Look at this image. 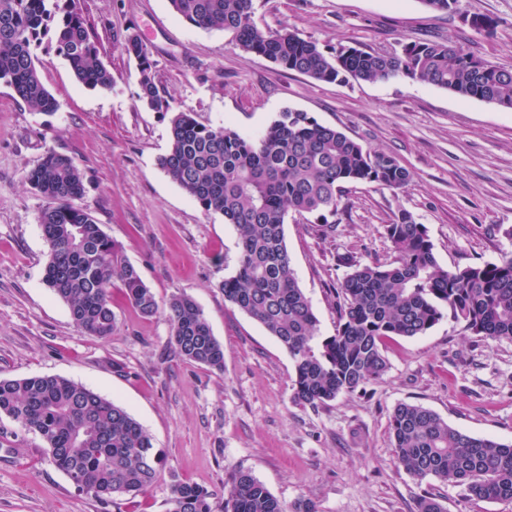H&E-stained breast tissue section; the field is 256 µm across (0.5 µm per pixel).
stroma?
Wrapping results in <instances>:
<instances>
[{"mask_svg": "<svg viewBox=\"0 0 512 512\" xmlns=\"http://www.w3.org/2000/svg\"><path fill=\"white\" fill-rule=\"evenodd\" d=\"M76 6L112 73L111 89L80 83L48 44L36 66L56 112L34 111L0 81V379L62 376L120 403L164 464L148 492L107 507L55 467L39 435L1 415L0 512H168L171 484L220 495L240 470L283 503L305 498L319 512H415L426 491L446 512H512V502L469 500L436 480L418 484L398 467L388 438L389 415L406 402L469 435L512 442V341L473 335L445 317L425 335L387 339V372L364 392L318 407L296 404L287 350L224 299L220 284L239 262L234 226L205 213L158 165L175 110L245 137L297 110L393 154L411 174L404 188L351 182L336 214L286 220L298 283L320 335L330 336L344 275L337 256L392 261L385 226L399 211L427 227L444 267L512 253V112L403 75L318 81L243 51L230 33L191 27L168 0ZM475 15L494 19L492 34L471 26ZM253 20L328 52L395 54L410 40H448L512 69V0H459L448 12L421 0H254ZM131 33L146 44L171 112L140 100L139 66L121 51ZM50 151L78 167L77 206L122 247L160 306L143 316L113 289L117 329L106 339L79 333L67 304L44 283L49 248L38 217L45 201L25 174ZM180 294L198 304L223 344V370L174 351L164 308Z\"/></svg>", "mask_w": 512, "mask_h": 512, "instance_id": "35a3bbf8", "label": "stroma"}]
</instances>
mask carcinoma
Instances as JSON below:
<instances>
[{"label": "carcinoma", "instance_id": "obj_1", "mask_svg": "<svg viewBox=\"0 0 512 512\" xmlns=\"http://www.w3.org/2000/svg\"><path fill=\"white\" fill-rule=\"evenodd\" d=\"M191 26L223 30L236 46L318 81H363L400 74L462 98L512 110V69L492 65L450 41H411L396 55L354 47L321 49L290 31H262L253 0H169ZM92 89L112 87L83 13L74 0H0V80L33 109L51 114L57 101L36 67L43 42ZM121 51L140 65V99L157 112L171 110L155 82L146 45L136 33ZM166 175L209 214L238 233L235 275L220 288L224 300L260 323L293 362V399L325 405L383 377V343L427 333L444 316L491 340H512V255L497 262L442 266L425 225L401 210L385 232L395 258L347 268L336 288V333L322 336L310 300L300 288L285 241L288 213L334 214L348 182L405 187L410 174L396 157L368 149L305 112L285 110L255 138L206 125L191 112L170 120L169 151L158 160ZM27 183L45 200L38 223L49 246L44 282L70 310L77 330L109 337L116 328L110 289L118 279L143 315L159 310L154 293L127 261L122 247L91 212L74 201L84 193L72 160L49 151L27 171ZM171 343L182 358L224 368L223 345L197 303L175 295L168 304ZM40 435L55 466L82 490L108 505L146 493L163 464L140 423L119 404L60 376L0 380V415ZM397 464L416 479L460 487L470 499L512 502V443L468 435L417 404H398L389 419ZM169 512H318L309 499L287 506L249 472L238 471L224 498L197 485L174 483Z\"/></svg>", "mask_w": 512, "mask_h": 512}]
</instances>
